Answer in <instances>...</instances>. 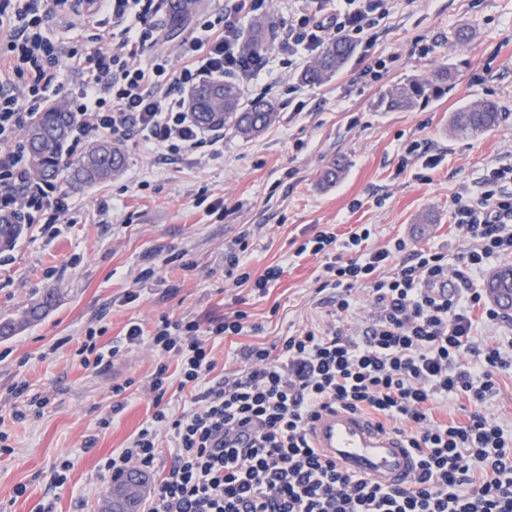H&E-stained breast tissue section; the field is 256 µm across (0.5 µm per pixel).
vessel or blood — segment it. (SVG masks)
<instances>
[{
  "label": "vessel or blood",
  "mask_w": 512,
  "mask_h": 512,
  "mask_svg": "<svg viewBox=\"0 0 512 512\" xmlns=\"http://www.w3.org/2000/svg\"><path fill=\"white\" fill-rule=\"evenodd\" d=\"M308 435L324 459L383 486H406L418 469L403 435L342 407L321 411L310 422Z\"/></svg>",
  "instance_id": "vessel-or-blood-1"
}]
</instances>
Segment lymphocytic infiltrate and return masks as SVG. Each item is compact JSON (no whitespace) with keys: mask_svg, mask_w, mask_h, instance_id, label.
<instances>
[{"mask_svg":"<svg viewBox=\"0 0 512 512\" xmlns=\"http://www.w3.org/2000/svg\"><path fill=\"white\" fill-rule=\"evenodd\" d=\"M71 2L0 0V213L47 229L80 215L66 192L33 175L23 132L61 71L72 76L67 103L79 117L70 151L94 135L133 134L163 157L215 161L224 137L193 119L198 84L227 77L251 84L267 56L292 65L336 36L371 47L394 0H287V21L259 54L244 47V22L263 15L268 0H220L171 50L157 47V21L170 0H83L96 32L66 45L49 36L47 22ZM453 219L470 242L454 263L437 249L408 250L402 239L374 244L365 224L342 241L328 227L305 238L293 255L323 258L319 288L335 294L333 321L245 345L221 376L214 343L259 330L246 311L205 331L193 320L163 317L149 332L132 323L106 350L87 331L76 350L84 367L106 369L141 346L158 359L145 385L151 418L101 470L154 472L149 512H512V432L483 411L499 376L512 373V337L491 334L512 316L473 285L492 259L512 254V167L488 166L480 197H457ZM252 234L244 229L229 248L227 275L264 295L284 268L251 275ZM440 279L457 282L458 294L436 299L431 286ZM361 292L374 311L354 336L344 325ZM173 386L190 395L176 411L164 401ZM452 401L466 403L464 419L440 417ZM337 405L405 436L418 457L410 486H381L321 458L308 425ZM164 440L172 448L166 470L158 466Z\"/></svg>","mask_w":512,"mask_h":512,"instance_id":"lymphocytic-infiltrate-1","label":"lymphocytic infiltrate"}]
</instances>
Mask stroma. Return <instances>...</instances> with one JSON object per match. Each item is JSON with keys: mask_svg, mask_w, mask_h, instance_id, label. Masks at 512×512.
Instances as JSON below:
<instances>
[{"mask_svg": "<svg viewBox=\"0 0 512 512\" xmlns=\"http://www.w3.org/2000/svg\"><path fill=\"white\" fill-rule=\"evenodd\" d=\"M463 28L473 33L466 45L456 40ZM370 57L387 61L375 82L360 76ZM447 65L458 74L450 92L408 111L378 108L389 86ZM299 75L268 63L259 81L270 87L278 119L250 140L225 132L223 158L204 166L164 160L138 138L121 139L126 164L119 176L66 188L86 223L49 231L25 226L8 264L0 265V319L20 321L13 336L0 339V430L9 446L0 451V512L45 505L101 512L112 480L102 459L125 448L153 413L141 386L156 368L154 355L135 347L107 371L84 368L74 352L88 328L102 329L99 343L108 347L131 322L150 330L159 318L188 317L205 328L239 308L261 325V340L288 335L332 309L315 293L321 259H288L326 224L341 238L370 224L378 242L401 237L452 258L467 248L453 224L456 197L477 196L488 165H512V0H398L368 54L353 52L341 72L318 85L302 84ZM487 99L500 112L494 127L468 138L449 134L452 112ZM416 139L441 159L425 181L419 161L404 156ZM339 159L344 175L322 185L321 173ZM423 215L431 230L421 236L415 225ZM247 224L255 229L249 270L284 267L263 297L233 287L224 271V254ZM149 267L154 275L140 280ZM49 288L50 311L22 322L24 309ZM134 290L139 299L125 303ZM127 379L135 386L123 411L100 427L113 383ZM20 381L29 395L49 397L40 417L14 419L7 393ZM63 456L72 468L58 487L54 467Z\"/></svg>", "mask_w": 512, "mask_h": 512, "instance_id": "1", "label": "stroma"}]
</instances>
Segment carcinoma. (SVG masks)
Segmentation results:
<instances>
[{"instance_id":"obj_1","label":"carcinoma","mask_w":512,"mask_h":512,"mask_svg":"<svg viewBox=\"0 0 512 512\" xmlns=\"http://www.w3.org/2000/svg\"><path fill=\"white\" fill-rule=\"evenodd\" d=\"M272 25L269 15L252 20L251 31L245 39L246 49L260 53L266 46L264 36ZM352 45L338 37L326 42L318 56L301 75V82L319 84L339 73L351 54ZM456 73L449 67L439 69L431 78L411 77L387 89L379 100V106L387 112L407 111L419 102L434 98L446 90H452ZM194 120L205 128L231 129L244 139L252 138L278 118L276 105L264 99L245 103L239 86L228 80L207 81L198 85L191 96ZM76 121L64 100L48 104L26 130L29 164L43 180L62 178L74 185H93L111 180L125 164L120 146L110 139L89 142L80 155L71 159L66 155L68 134ZM499 121L496 106L485 101L463 107L452 113L448 130L455 137L477 135L495 126ZM23 225L10 216L0 217V250L13 245L22 232ZM489 296L499 291L512 295V263L500 265L486 282ZM54 291L48 289L39 303L25 312L29 321L39 319L52 304Z\"/></svg>"}]
</instances>
